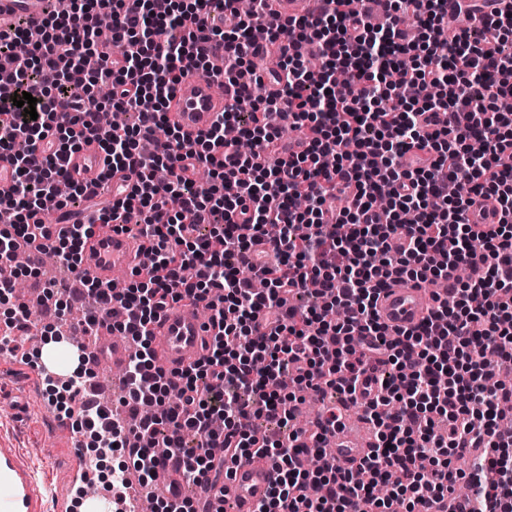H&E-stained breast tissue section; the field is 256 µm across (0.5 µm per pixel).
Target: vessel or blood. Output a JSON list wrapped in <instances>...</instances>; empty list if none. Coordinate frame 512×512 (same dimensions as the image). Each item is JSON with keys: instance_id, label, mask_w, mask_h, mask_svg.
Here are the masks:
<instances>
[{"instance_id": "b4317fda", "label": "vessel or blood", "mask_w": 512, "mask_h": 512, "mask_svg": "<svg viewBox=\"0 0 512 512\" xmlns=\"http://www.w3.org/2000/svg\"><path fill=\"white\" fill-rule=\"evenodd\" d=\"M315 0H273L277 16L311 17ZM59 5L58 0H0V32L9 30L15 17H26L31 25H41ZM228 100L216 80L196 74L183 77L170 102L168 116L189 137L207 131ZM105 169L104 154L97 142H89L69 155L66 170L79 183L99 180ZM143 238L134 237L111 227L96 225L84 248V268L90 277L111 285L116 271H131L143 260ZM434 302L428 288L408 283H392L379 296L377 309L381 322L389 329L411 330L430 316ZM217 326L201 315L197 303H180L169 307L152 327V349L156 363L165 370L185 368L203 356ZM0 366L11 367L28 387L43 388L49 381H67L73 375L67 360L46 361L37 356L22 360L14 343L0 344ZM367 452L363 446L346 445L337 439L331 461L339 469L349 468L353 460ZM274 479L269 461L243 460L233 466L226 485L237 504V512H255L265 500ZM105 512L101 496L76 493L62 496L51 482L39 477L37 469L20 449L0 438V512Z\"/></svg>"}]
</instances>
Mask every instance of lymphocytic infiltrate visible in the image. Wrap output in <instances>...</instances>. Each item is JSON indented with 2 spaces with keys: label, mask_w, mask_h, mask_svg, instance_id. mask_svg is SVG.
I'll list each match as a JSON object with an SVG mask.
<instances>
[{
  "label": "lymphocytic infiltrate",
  "mask_w": 512,
  "mask_h": 512,
  "mask_svg": "<svg viewBox=\"0 0 512 512\" xmlns=\"http://www.w3.org/2000/svg\"><path fill=\"white\" fill-rule=\"evenodd\" d=\"M40 27L27 57L16 44L29 32L18 21L0 33V73L11 89L36 100L37 119L0 101V159L15 171L6 207L13 224L0 229V265L44 239L98 305L81 319L128 336L136 350L125 369L121 404L138 423L124 428L113 409L91 401L93 368H78L55 412L85 436L92 471L112 455L128 457L102 487L122 500L131 481L149 486L167 465L182 469L197 497H156V512H223L215 477L241 460L271 461L277 476L257 512H415L428 499L454 512L457 482L468 489L466 512H512V433L498 419L512 413V383L489 364L512 362V11L469 0L476 30L455 32L448 0H389L387 22L371 25L370 0H319L314 20L266 17L265 0L209 24L211 0H61ZM112 31V43L98 37ZM418 39H410V29ZM280 44L284 83L267 92L253 66V31ZM119 46L112 56L111 46ZM222 52L215 70L209 55ZM98 67H82L86 55ZM200 71L224 80L231 102L210 130L188 138L171 126L167 103L180 78ZM112 88V105L134 121L100 125L94 86ZM72 102L60 116L57 101ZM434 134H427V127ZM168 135L147 156L142 139ZM297 131L301 151L280 142ZM54 137L55 151L38 169L30 156ZM96 140L108 172L99 182L57 193L63 160ZM431 159L406 168L413 145ZM223 154H215V147ZM194 159L207 182L183 177ZM138 177L136 194L101 209V223H128L149 240L143 273L122 290L101 287L83 269L90 224L60 229L39 214L79 206L99 194L114 170ZM467 185L448 196L449 181ZM388 192L391 205L377 207ZM495 198L499 221L480 229L467 221L476 198ZM278 225L272 262L255 267L252 247ZM462 266L479 278L460 280ZM449 283L419 327L389 330L376 302L394 279ZM314 297L309 308L291 297ZM204 303L219 327L212 344L187 368L165 371L150 352L148 327L167 302ZM266 316L270 331L256 334ZM360 400L375 441L354 471L306 464L336 435L341 417L325 411L314 431L255 437L251 421L289 424L307 396L327 391ZM470 456L468 469L453 459Z\"/></svg>",
  "instance_id": "1"
}]
</instances>
